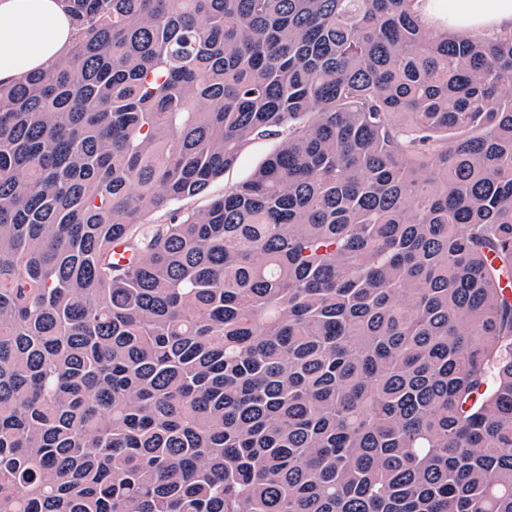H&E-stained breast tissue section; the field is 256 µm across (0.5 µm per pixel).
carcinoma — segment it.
Instances as JSON below:
<instances>
[{
    "label": "carcinoma",
    "mask_w": 512,
    "mask_h": 512,
    "mask_svg": "<svg viewBox=\"0 0 512 512\" xmlns=\"http://www.w3.org/2000/svg\"><path fill=\"white\" fill-rule=\"evenodd\" d=\"M64 2L0 86V512H512V31ZM278 144L279 138L275 137L250 142L242 150L234 168L212 182L204 194L180 202L176 207L180 206L185 211L203 209L211 199L223 195L226 189L247 179L260 163L276 150Z\"/></svg>",
    "instance_id": "cac0c4a2"
}]
</instances>
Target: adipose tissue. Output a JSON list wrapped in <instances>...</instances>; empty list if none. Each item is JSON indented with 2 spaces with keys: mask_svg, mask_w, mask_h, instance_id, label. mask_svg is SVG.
I'll return each mask as SVG.
<instances>
[{
  "mask_svg": "<svg viewBox=\"0 0 512 512\" xmlns=\"http://www.w3.org/2000/svg\"><path fill=\"white\" fill-rule=\"evenodd\" d=\"M423 21L482 37L512 31V0H421ZM75 39L63 0H0V83H15L61 60Z\"/></svg>",
  "mask_w": 512,
  "mask_h": 512,
  "instance_id": "1",
  "label": "adipose tissue"
}]
</instances>
